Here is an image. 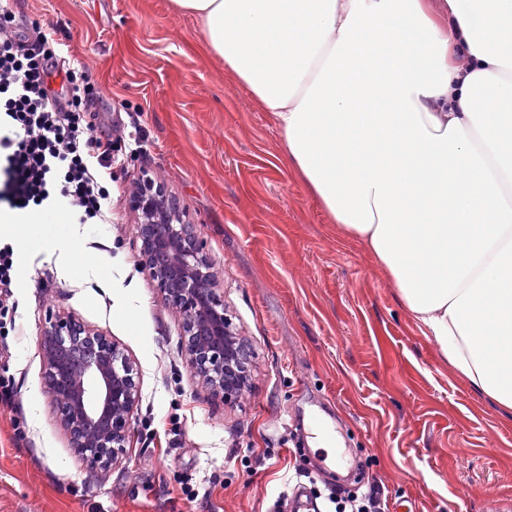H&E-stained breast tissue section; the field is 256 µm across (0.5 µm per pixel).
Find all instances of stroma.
Segmentation results:
<instances>
[{"label":"stroma","mask_w":512,"mask_h":512,"mask_svg":"<svg viewBox=\"0 0 512 512\" xmlns=\"http://www.w3.org/2000/svg\"><path fill=\"white\" fill-rule=\"evenodd\" d=\"M54 23L142 150L112 171V221L83 224L65 277L57 250L14 248L16 306L0 315V512H288V476L326 454L303 415L323 402L331 437L393 504L512 512V411L475 392L424 337L370 251L325 215L282 158L267 113L209 55L172 0H20ZM151 176L195 224L224 306L246 339L251 385L226 405L194 377L180 317L136 262L126 184ZM111 336L138 371L126 458L92 477L50 411L38 349L48 315ZM24 441L15 442L16 433ZM219 486L207 490L206 478ZM210 492L208 502L198 494Z\"/></svg>","instance_id":"1"}]
</instances>
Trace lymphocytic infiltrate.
Returning a JSON list of instances; mask_svg holds the SVG:
<instances>
[{"instance_id":"f902f5d3","label":"lymphocytic infiltrate","mask_w":512,"mask_h":512,"mask_svg":"<svg viewBox=\"0 0 512 512\" xmlns=\"http://www.w3.org/2000/svg\"><path fill=\"white\" fill-rule=\"evenodd\" d=\"M17 6L0 0V212L62 203L74 223H111L104 175L118 162L117 127L59 27L26 20ZM324 487L335 512H390L378 478Z\"/></svg>"}]
</instances>
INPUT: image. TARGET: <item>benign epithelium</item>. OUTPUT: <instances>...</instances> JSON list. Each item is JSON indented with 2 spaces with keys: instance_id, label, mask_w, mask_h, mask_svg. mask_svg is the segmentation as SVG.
Returning a JSON list of instances; mask_svg holds the SVG:
<instances>
[{
  "instance_id": "obj_1",
  "label": "benign epithelium",
  "mask_w": 512,
  "mask_h": 512,
  "mask_svg": "<svg viewBox=\"0 0 512 512\" xmlns=\"http://www.w3.org/2000/svg\"><path fill=\"white\" fill-rule=\"evenodd\" d=\"M138 218V264L177 310L193 372L224 401L238 398L250 351L233 327L195 225L147 180L130 193ZM45 388L68 446L90 473L123 456L138 399L134 367L104 333L75 316L50 317L39 338Z\"/></svg>"
}]
</instances>
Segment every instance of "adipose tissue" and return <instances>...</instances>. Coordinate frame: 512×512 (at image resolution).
I'll return each instance as SVG.
<instances>
[{"label": "adipose tissue", "mask_w": 512, "mask_h": 512, "mask_svg": "<svg viewBox=\"0 0 512 512\" xmlns=\"http://www.w3.org/2000/svg\"><path fill=\"white\" fill-rule=\"evenodd\" d=\"M423 336L512 411V0H173Z\"/></svg>", "instance_id": "ef3b65f1"}]
</instances>
